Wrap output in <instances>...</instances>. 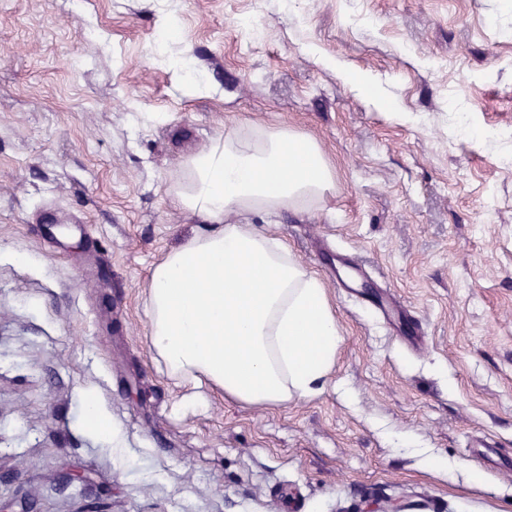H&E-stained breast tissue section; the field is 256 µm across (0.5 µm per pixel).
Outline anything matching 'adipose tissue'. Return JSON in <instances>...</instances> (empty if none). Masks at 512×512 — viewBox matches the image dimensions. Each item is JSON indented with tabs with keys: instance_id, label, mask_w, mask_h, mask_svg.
<instances>
[{
	"instance_id": "obj_1",
	"label": "adipose tissue",
	"mask_w": 512,
	"mask_h": 512,
	"mask_svg": "<svg viewBox=\"0 0 512 512\" xmlns=\"http://www.w3.org/2000/svg\"><path fill=\"white\" fill-rule=\"evenodd\" d=\"M335 188L313 138L247 119L185 159L170 193L202 226L152 267L145 298L171 378L270 407L323 390L342 336L322 280L275 232L227 217L312 211Z\"/></svg>"
}]
</instances>
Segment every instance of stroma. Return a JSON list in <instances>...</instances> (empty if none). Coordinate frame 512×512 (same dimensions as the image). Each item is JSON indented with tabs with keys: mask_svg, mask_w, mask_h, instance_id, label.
<instances>
[{
	"mask_svg": "<svg viewBox=\"0 0 512 512\" xmlns=\"http://www.w3.org/2000/svg\"><path fill=\"white\" fill-rule=\"evenodd\" d=\"M185 54L211 91L176 81ZM245 118L314 138L336 174L321 209L234 221L352 272L324 283L342 341L312 399L204 387L181 411L149 273L198 227L170 194L185 156ZM88 395L112 439L85 430ZM387 501L512 512V7L0 0V512Z\"/></svg>",
	"mask_w": 512,
	"mask_h": 512,
	"instance_id": "stroma-1",
	"label": "stroma"
}]
</instances>
